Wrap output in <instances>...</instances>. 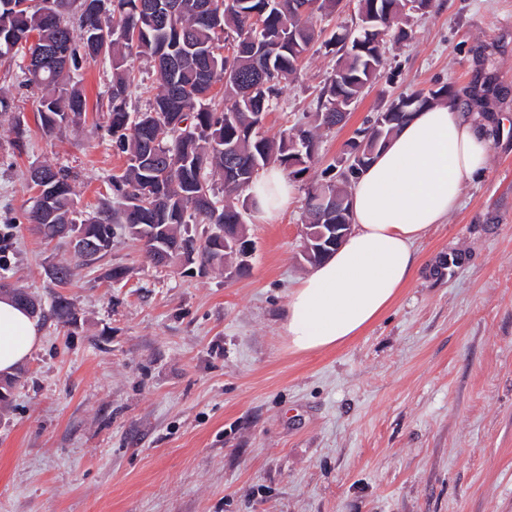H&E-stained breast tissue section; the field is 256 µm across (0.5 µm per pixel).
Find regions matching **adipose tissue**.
I'll use <instances>...</instances> for the list:
<instances>
[{
  "label": "adipose tissue",
  "instance_id": "adipose-tissue-1",
  "mask_svg": "<svg viewBox=\"0 0 512 512\" xmlns=\"http://www.w3.org/2000/svg\"><path fill=\"white\" fill-rule=\"evenodd\" d=\"M483 134L451 98L416 113L389 140L354 184L351 234L290 294L281 319L289 349L342 346L391 307L416 274L417 241L458 208L465 182L485 168ZM292 194L274 167L251 189L269 217L284 210ZM40 341L34 318L11 295H0V376L14 374Z\"/></svg>",
  "mask_w": 512,
  "mask_h": 512
}]
</instances>
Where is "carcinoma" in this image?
Masks as SVG:
<instances>
[{
	"label": "carcinoma",
	"instance_id": "1",
	"mask_svg": "<svg viewBox=\"0 0 512 512\" xmlns=\"http://www.w3.org/2000/svg\"><path fill=\"white\" fill-rule=\"evenodd\" d=\"M43 2L0 0V59L23 63L28 87L40 94L38 121L49 137L86 122L87 100L74 75L85 64L108 63L107 132L127 167L112 183L117 204L103 198L84 217L75 206L70 170L32 166L27 181L37 195L21 218L47 240L63 238V224L83 225L100 250L95 257L74 253L81 266L111 250L119 226L154 265L186 270L195 264L224 268L233 258L224 251V225L243 223L240 196L252 186L243 175L275 161L288 178H302L308 167L289 166L290 144L314 158L316 131L345 122L380 75L386 44L406 39L403 22L434 7V0H358L355 23L322 41L314 15L335 11L341 0H53L52 8ZM141 4L154 5L155 20L141 19ZM318 41L336 67L319 91L311 123L277 139L258 132L255 125ZM140 57L153 63L159 86L145 110L131 112L129 99L138 87L134 59ZM218 85L224 89L219 100L212 94ZM454 96L452 87L441 85L387 100L356 131V140H374L376 153L411 115ZM149 150L161 164L146 162ZM333 171L307 188L305 223L352 220L346 206L322 215L311 205L317 191L338 182L345 187L359 175L341 172L338 181ZM48 276L67 285L70 264L51 265ZM51 315L63 325L78 321L61 294ZM16 382L15 375L0 379V413L10 408Z\"/></svg>",
	"mask_w": 512,
	"mask_h": 512
}]
</instances>
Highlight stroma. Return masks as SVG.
Listing matches in <instances>:
<instances>
[{"instance_id": "35a3bbf8", "label": "stroma", "mask_w": 512, "mask_h": 512, "mask_svg": "<svg viewBox=\"0 0 512 512\" xmlns=\"http://www.w3.org/2000/svg\"><path fill=\"white\" fill-rule=\"evenodd\" d=\"M390 44L387 65L319 149L286 208L245 213L255 243L245 276L155 266L121 235L97 264H74L33 225L5 227L32 203L30 166L73 167L77 208L111 196L125 157L94 108L107 66H84L90 110L63 140L43 135L38 99L0 67V91L30 129L15 152L0 117V233L7 283L50 304L72 299L77 324L41 322L0 415V512H512V0H435ZM331 55L308 54L264 133L314 107ZM448 84L487 132L488 161L460 205L417 244L420 266L361 336L310 354L280 323L309 271L301 257L308 185L381 98ZM71 262L68 285L45 270ZM127 268L121 281L109 273Z\"/></svg>"}]
</instances>
